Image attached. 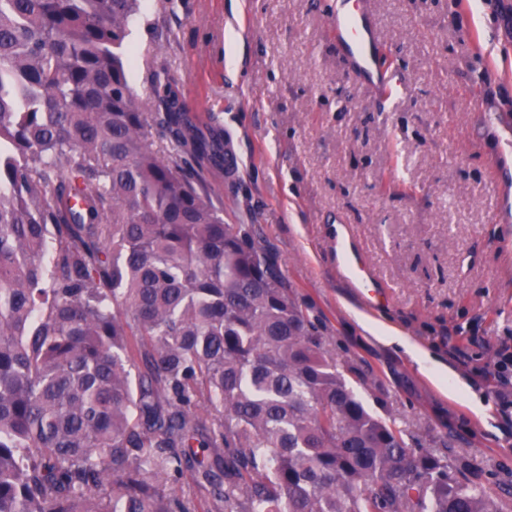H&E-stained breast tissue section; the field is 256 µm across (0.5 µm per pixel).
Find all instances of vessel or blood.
<instances>
[{"label": "vessel or blood", "mask_w": 512, "mask_h": 512, "mask_svg": "<svg viewBox=\"0 0 512 512\" xmlns=\"http://www.w3.org/2000/svg\"><path fill=\"white\" fill-rule=\"evenodd\" d=\"M336 2L338 8L331 18V28L341 53L349 60L353 70L370 77L383 99H390L399 81L392 69L379 64L381 47L369 0ZM337 243L342 254L343 274L364 288V297L369 305H377L380 293L367 289L370 274L346 232H339Z\"/></svg>", "instance_id": "obj_1"}]
</instances>
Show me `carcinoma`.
<instances>
[{"label":"carcinoma","instance_id":"1","mask_svg":"<svg viewBox=\"0 0 512 512\" xmlns=\"http://www.w3.org/2000/svg\"><path fill=\"white\" fill-rule=\"evenodd\" d=\"M141 0H0V512H500L371 414L127 78ZM184 495L191 500L196 506L198 512H224V502H215L212 498L206 494V492H200L197 487L191 482L188 475L180 484ZM205 510V511H203Z\"/></svg>","mask_w":512,"mask_h":512}]
</instances>
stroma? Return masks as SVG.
Returning a JSON list of instances; mask_svg holds the SVG:
<instances>
[{
    "instance_id": "35a3bbf8",
    "label": "stroma",
    "mask_w": 512,
    "mask_h": 512,
    "mask_svg": "<svg viewBox=\"0 0 512 512\" xmlns=\"http://www.w3.org/2000/svg\"><path fill=\"white\" fill-rule=\"evenodd\" d=\"M331 0H142L132 88L173 90L231 175L187 168L230 224L249 225L375 416L444 456L512 512V0H371L399 87L390 104L341 58ZM345 221L386 299L338 272ZM441 359L483 403L439 385L355 313ZM506 362L504 379L486 377Z\"/></svg>"
}]
</instances>
